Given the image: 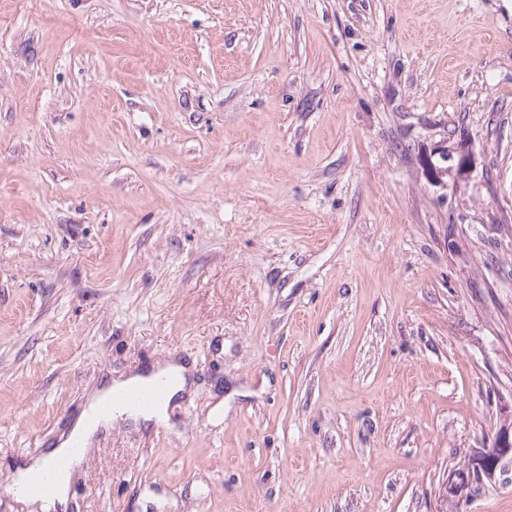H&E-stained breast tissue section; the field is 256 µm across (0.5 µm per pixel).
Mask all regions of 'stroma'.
Returning a JSON list of instances; mask_svg holds the SVG:
<instances>
[{
  "mask_svg": "<svg viewBox=\"0 0 512 512\" xmlns=\"http://www.w3.org/2000/svg\"><path fill=\"white\" fill-rule=\"evenodd\" d=\"M172 358L56 512H440L512 422V0H0V512ZM189 367L184 363H164L158 365L156 370L150 374H134L123 380H112L106 385H102L98 390L94 391L87 401V407L82 412L74 426L71 428L69 435L56 443V447L42 457H38L21 472L19 481L16 486L22 484L24 480L37 472L42 471L53 459L62 456H70L69 464L56 476V490L51 472H47L38 478L41 482L43 494H51L52 496H34L29 493H16L17 500L25 506L39 502V507L43 512H50L56 504L67 501L69 484L72 477V469L75 464L79 463L81 456H74L70 453V448L75 453H79L81 448L86 449L94 440L95 436L101 429L107 427L111 418L97 417L95 411L98 408L99 414L103 416H112V408L114 402L106 401L115 395H119L129 390L122 397L126 403L139 406H148L157 401L162 393L163 387L154 385L151 387L137 389L159 378H165L169 381L168 389L163 400L152 407L146 409H138L135 407H118L115 416H127L136 423H150L152 421H162L167 413L169 404L177 399L186 389L188 382ZM136 388V389H134ZM106 401V402H104ZM74 444H80L74 445ZM74 445V446H73Z\"/></svg>",
  "mask_w": 512,
  "mask_h": 512,
  "instance_id": "stroma-1",
  "label": "stroma"
}]
</instances>
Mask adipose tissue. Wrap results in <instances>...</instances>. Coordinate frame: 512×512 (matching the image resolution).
I'll list each match as a JSON object with an SVG mask.
<instances>
[{
  "instance_id": "adipose-tissue-1",
  "label": "adipose tissue",
  "mask_w": 512,
  "mask_h": 512,
  "mask_svg": "<svg viewBox=\"0 0 512 512\" xmlns=\"http://www.w3.org/2000/svg\"><path fill=\"white\" fill-rule=\"evenodd\" d=\"M189 368L182 363H164L158 365L156 370L150 374H135L122 380H116L99 387L94 391L87 401V406L72 427L69 435L63 440L57 442L54 448L47 455L36 458L25 468V475H32L42 471L51 460L66 456L69 457L71 465L64 468L56 476V490L53 495L37 497L27 493L18 494L17 499L24 505L39 504L42 512H52L56 504L66 502L69 484L72 477V465L78 464V457L70 453L73 445L88 447L101 429L106 428L107 418L96 416L95 411L98 406L129 389L138 388L159 378L167 379L169 382L166 395L163 400L152 407L138 409L135 407H120L116 413L120 416H126L137 423H150L163 420L167 413V408L173 400L177 399L184 392L188 382Z\"/></svg>"
}]
</instances>
